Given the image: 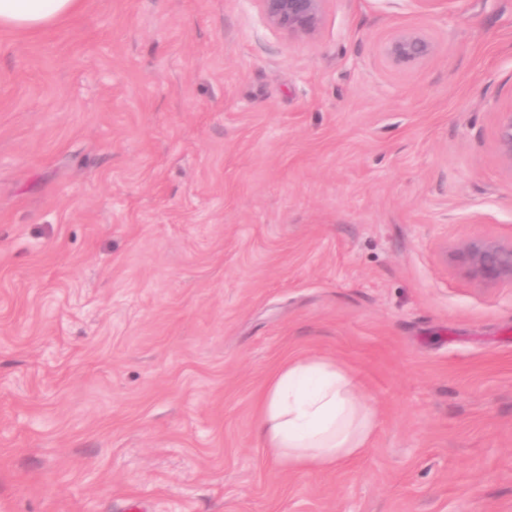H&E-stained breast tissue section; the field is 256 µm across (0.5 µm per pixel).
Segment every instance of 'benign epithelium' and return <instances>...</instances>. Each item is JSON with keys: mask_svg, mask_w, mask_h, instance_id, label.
I'll return each instance as SVG.
<instances>
[{"mask_svg": "<svg viewBox=\"0 0 512 512\" xmlns=\"http://www.w3.org/2000/svg\"><path fill=\"white\" fill-rule=\"evenodd\" d=\"M266 23L290 38L314 36L321 24L327 0H256ZM433 44L424 35L402 31L383 48L385 58L395 64L429 57ZM497 149L504 165L512 170V109L498 113ZM452 260L474 280L486 285H512V240L480 238L460 244Z\"/></svg>", "mask_w": 512, "mask_h": 512, "instance_id": "obj_1", "label": "benign epithelium"}]
</instances>
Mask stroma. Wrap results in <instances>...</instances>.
<instances>
[{"instance_id": "35a3bbf8", "label": "stroma", "mask_w": 512, "mask_h": 512, "mask_svg": "<svg viewBox=\"0 0 512 512\" xmlns=\"http://www.w3.org/2000/svg\"><path fill=\"white\" fill-rule=\"evenodd\" d=\"M402 30L433 54L383 56ZM512 0H84L0 30V512H512ZM379 409L354 464L253 436L288 360ZM328 0H256L266 23L289 38L314 36ZM496 142L502 162L512 170V109L498 113ZM451 257L472 279L482 284L512 286V239L469 240L460 244Z\"/></svg>"}]
</instances>
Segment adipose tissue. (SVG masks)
<instances>
[{
	"mask_svg": "<svg viewBox=\"0 0 512 512\" xmlns=\"http://www.w3.org/2000/svg\"><path fill=\"white\" fill-rule=\"evenodd\" d=\"M79 7L80 0H0V29L35 31ZM360 384L355 370L335 360H289L257 397V441L289 471H329L356 460L379 427L374 406L357 396Z\"/></svg>",
	"mask_w": 512,
	"mask_h": 512,
	"instance_id": "obj_1",
	"label": "adipose tissue"
}]
</instances>
